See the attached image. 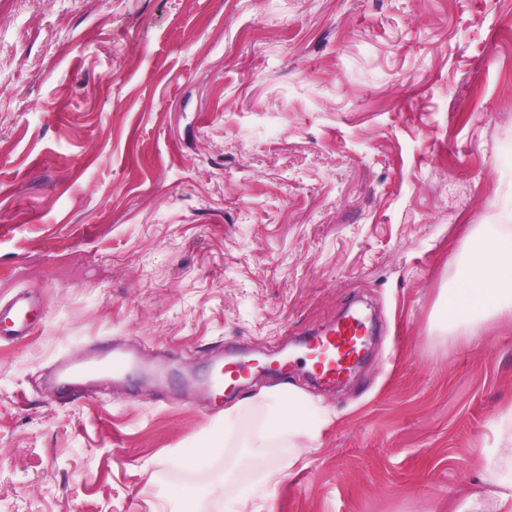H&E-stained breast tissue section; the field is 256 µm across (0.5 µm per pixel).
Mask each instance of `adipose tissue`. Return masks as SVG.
<instances>
[{
  "instance_id": "1",
  "label": "adipose tissue",
  "mask_w": 512,
  "mask_h": 512,
  "mask_svg": "<svg viewBox=\"0 0 512 512\" xmlns=\"http://www.w3.org/2000/svg\"><path fill=\"white\" fill-rule=\"evenodd\" d=\"M466 245L460 286L443 298L437 321L442 328L476 342L491 318L512 315V228L505 224L476 225ZM259 407L265 413L246 442L252 457L261 458L269 448L284 447L293 464L301 454L316 450L326 423L325 411L299 392L274 388L225 409V447L234 446L240 419ZM496 429L498 444L485 452L480 467L490 490L484 496L462 498L456 512H512V405L501 414ZM281 477V469L271 468L256 483L241 487L228 468L213 483L211 493L225 512H257V497L268 495Z\"/></svg>"
}]
</instances>
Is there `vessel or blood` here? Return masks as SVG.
<instances>
[{
  "instance_id": "vessel-or-blood-1",
  "label": "vessel or blood",
  "mask_w": 512,
  "mask_h": 512,
  "mask_svg": "<svg viewBox=\"0 0 512 512\" xmlns=\"http://www.w3.org/2000/svg\"><path fill=\"white\" fill-rule=\"evenodd\" d=\"M46 315L41 295L20 291L0 300V343L28 337ZM366 323L357 311L310 334L304 344L300 362L324 388L336 386L352 370L365 344ZM292 361L278 354L273 361L253 362L235 351H220L212 362V371L200 379L190 373L178 372L173 361L140 362L129 351L113 347H96L64 355L55 371L58 389L78 395L102 384L120 383L129 370L142 368L145 375L162 391L176 387L186 397H202L206 408L215 412L224 406V399L261 374L273 368L285 369Z\"/></svg>"
}]
</instances>
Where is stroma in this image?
<instances>
[{
	"mask_svg": "<svg viewBox=\"0 0 512 512\" xmlns=\"http://www.w3.org/2000/svg\"><path fill=\"white\" fill-rule=\"evenodd\" d=\"M512 0H0V512H220L287 460L177 451L223 426L125 385L63 398V352L129 340L196 372L261 359L359 303L378 332L317 451L258 512H453L512 403V317L438 330L469 225H512ZM46 316L40 294L19 291L0 300V343L28 337ZM234 469L227 468L224 477L212 484L211 493L218 503H224L226 512H258L255 500L259 496H267L272 487L277 485L282 477V469L266 470L254 485L239 487L234 480Z\"/></svg>",
	"mask_w": 512,
	"mask_h": 512,
	"instance_id": "35a3bbf8",
	"label": "stroma"
}]
</instances>
